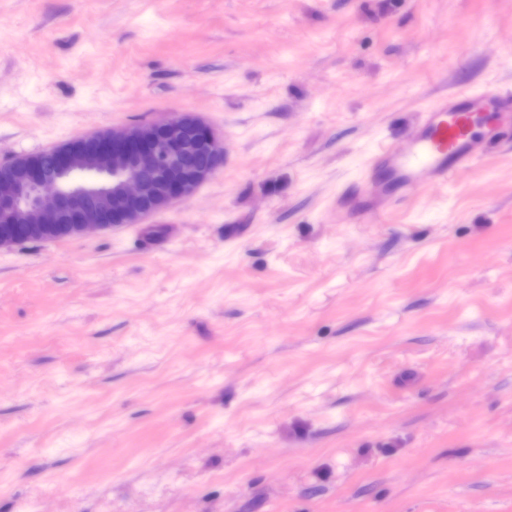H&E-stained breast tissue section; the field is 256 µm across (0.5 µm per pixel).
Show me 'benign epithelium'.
I'll return each instance as SVG.
<instances>
[{
  "label": "benign epithelium",
  "mask_w": 512,
  "mask_h": 512,
  "mask_svg": "<svg viewBox=\"0 0 512 512\" xmlns=\"http://www.w3.org/2000/svg\"><path fill=\"white\" fill-rule=\"evenodd\" d=\"M203 151L210 163L190 169L187 158ZM46 169L31 155L0 163V248L139 224L177 200L189 198L224 163V141L196 115L103 130L54 149ZM91 171L110 181L76 180Z\"/></svg>",
  "instance_id": "obj_1"
}]
</instances>
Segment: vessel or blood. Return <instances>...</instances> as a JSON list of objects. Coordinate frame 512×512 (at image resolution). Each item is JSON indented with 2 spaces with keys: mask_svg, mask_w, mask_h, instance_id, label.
Returning <instances> with one entry per match:
<instances>
[{
  "mask_svg": "<svg viewBox=\"0 0 512 512\" xmlns=\"http://www.w3.org/2000/svg\"><path fill=\"white\" fill-rule=\"evenodd\" d=\"M512 133V94L491 89L461 90L436 99L409 129L400 150L377 151L360 162L361 181L378 201H385L384 185L374 177L385 169L404 189L420 190L423 180L447 183L459 170L473 168L477 142Z\"/></svg>",
  "mask_w": 512,
  "mask_h": 512,
  "instance_id": "1",
  "label": "vessel or blood"
}]
</instances>
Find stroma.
Here are the masks:
<instances>
[{
    "mask_svg": "<svg viewBox=\"0 0 512 512\" xmlns=\"http://www.w3.org/2000/svg\"><path fill=\"white\" fill-rule=\"evenodd\" d=\"M485 86L512 0H0V162L174 113L225 146L0 250V512H512V142L369 220L357 170Z\"/></svg>",
    "mask_w": 512,
    "mask_h": 512,
    "instance_id": "obj_1",
    "label": "stroma"
}]
</instances>
